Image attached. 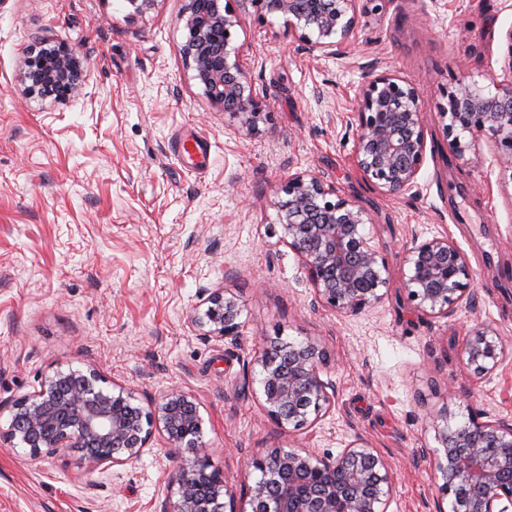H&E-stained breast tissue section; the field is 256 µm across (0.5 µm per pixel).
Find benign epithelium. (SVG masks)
<instances>
[{"mask_svg": "<svg viewBox=\"0 0 512 512\" xmlns=\"http://www.w3.org/2000/svg\"><path fill=\"white\" fill-rule=\"evenodd\" d=\"M231 0H190L181 52L194 79L245 136L260 132L270 118L257 96L244 47L233 45L239 20ZM381 0H241L264 19L281 15L288 32L312 52L341 57L356 40L360 19L380 9ZM508 66L496 92L484 94L462 77L446 94L439 112L448 146L459 158L481 140L494 149L498 166L512 172V31ZM87 80L81 50L42 37L23 61L24 92L32 98L75 101ZM352 157L363 179L388 195L416 194L426 154L424 101L397 74L385 71L358 85ZM284 213L280 242L300 260L314 303L341 317L355 316L387 295L390 268L379 247L362 232L368 213L317 174L288 175L278 188ZM402 289L413 309L446 317L468 303L475 289L463 251L446 235L413 236L407 249ZM190 318L191 327L216 339L239 336L242 306L237 295L215 288ZM465 363L476 377L492 373L506 357L494 330H466ZM327 353L313 342L274 340L255 352L261 368V406L282 430H314L334 406L323 379ZM95 369L58 370L35 394L12 406L0 445L27 450L30 459L61 457L77 449L91 469L124 466L149 448L154 432L166 435L173 470L155 512H387L393 472L380 449L356 437L339 453L310 448H264L247 466L261 473L242 496L224 471L211 463L202 441L199 405L173 387L149 408L120 384L97 386ZM442 450L431 455L440 474L437 491L455 512L512 509V427L473 416L464 425L438 431ZM250 505L247 511L244 505Z\"/></svg>", "mask_w": 512, "mask_h": 512, "instance_id": "obj_1", "label": "benign epithelium"}]
</instances>
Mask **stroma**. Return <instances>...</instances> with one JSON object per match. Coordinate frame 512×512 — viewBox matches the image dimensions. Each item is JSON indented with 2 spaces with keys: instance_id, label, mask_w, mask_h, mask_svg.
<instances>
[{
  "instance_id": "35a3bbf8",
  "label": "stroma",
  "mask_w": 512,
  "mask_h": 512,
  "mask_svg": "<svg viewBox=\"0 0 512 512\" xmlns=\"http://www.w3.org/2000/svg\"><path fill=\"white\" fill-rule=\"evenodd\" d=\"M188 0H0V429L13 404L56 370L95 368L139 404L172 387L192 397L213 464L232 486L253 484L247 458L272 446L338 453L372 442L394 477L388 512H435L422 449L482 413L512 426V359L469 377L466 328L489 323L512 349V174L490 143L448 149L445 91L470 76L494 91L507 63L512 0H385L361 18L342 58L309 52L283 17L239 10L237 43L271 119L256 136L205 96L183 58ZM80 46L88 78L69 103L31 98L24 55L41 35ZM394 70L426 105L419 195L373 190L351 150L354 90ZM183 136L207 158L179 151ZM314 172L356 201L362 231L385 255L380 304L351 317L312 303L297 256L280 243L277 189ZM445 234L465 253L476 289L445 318L415 312L401 288L413 234ZM229 288L243 308L236 339L189 324L201 297ZM318 342L335 405L315 433H281L260 407L255 350L274 338ZM162 434L141 458L91 470L80 452L40 460L0 446V512H153L171 471Z\"/></svg>"
}]
</instances>
